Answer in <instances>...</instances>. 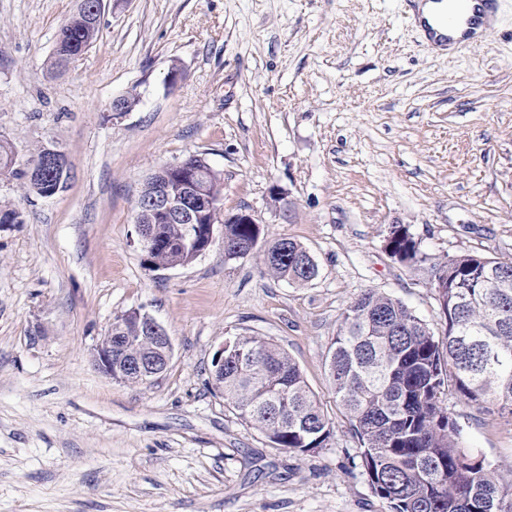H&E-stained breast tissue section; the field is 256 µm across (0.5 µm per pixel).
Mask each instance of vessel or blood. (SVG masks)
I'll return each mask as SVG.
<instances>
[{
	"label": "vessel or blood",
	"instance_id": "1",
	"mask_svg": "<svg viewBox=\"0 0 512 512\" xmlns=\"http://www.w3.org/2000/svg\"><path fill=\"white\" fill-rule=\"evenodd\" d=\"M499 0H455L452 8L442 17L438 28H425L429 42L438 47L473 39L477 28L496 12Z\"/></svg>",
	"mask_w": 512,
	"mask_h": 512
}]
</instances>
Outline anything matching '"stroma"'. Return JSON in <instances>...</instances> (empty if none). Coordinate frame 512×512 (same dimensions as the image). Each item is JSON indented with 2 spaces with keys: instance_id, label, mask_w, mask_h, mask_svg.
<instances>
[{
  "instance_id": "1",
  "label": "stroma",
  "mask_w": 512,
  "mask_h": 512,
  "mask_svg": "<svg viewBox=\"0 0 512 512\" xmlns=\"http://www.w3.org/2000/svg\"><path fill=\"white\" fill-rule=\"evenodd\" d=\"M482 39L433 50L409 0H104L98 40L59 75L57 34L79 0H0V138L71 167L50 197L0 176V512H389L328 369L341 314L369 290L436 338L437 268L512 259V0ZM137 92L132 112L113 99ZM200 155L263 244L291 239L305 285L260 249L152 272L134 215L162 166ZM282 198L271 203V188ZM409 225L418 262L385 249ZM140 309L171 338L167 369L130 385L100 370L116 318ZM288 352L331 425L323 448L276 447L211 380L224 339ZM464 446L512 478V425L446 399Z\"/></svg>"
}]
</instances>
